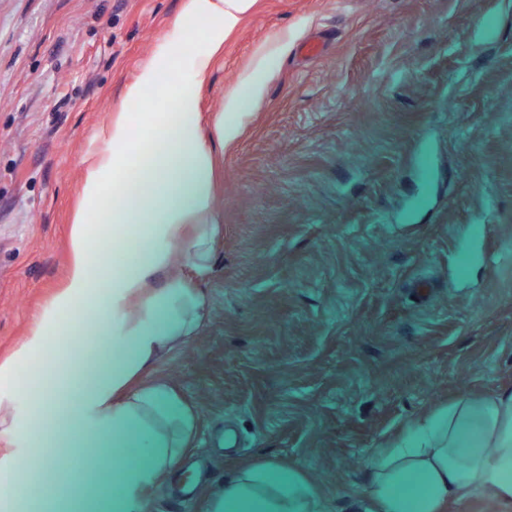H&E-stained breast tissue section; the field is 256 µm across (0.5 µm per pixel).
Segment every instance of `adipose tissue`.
Instances as JSON below:
<instances>
[{"label":"adipose tissue","mask_w":512,"mask_h":512,"mask_svg":"<svg viewBox=\"0 0 512 512\" xmlns=\"http://www.w3.org/2000/svg\"><path fill=\"white\" fill-rule=\"evenodd\" d=\"M253 0H184L185 45L206 47L173 81L160 51L128 86L138 116L117 112L93 134L80 159L81 202L68 234L64 279L26 336L0 357V512H31V475L58 483L59 455L82 479L50 499V512H146L149 496L178 470L197 415L157 366L190 344L208 314L196 279L209 276L220 231L214 197L215 149L234 140L243 105L258 101L259 73L242 77L239 96L203 124L197 99L212 60ZM122 250L128 259L112 260ZM181 255L195 275L173 264ZM69 318L86 340L57 347ZM55 352L43 389L16 383L30 364ZM363 512H446L474 495L512 503V392L474 400L410 425L396 447L372 453ZM112 476L104 487L101 474Z\"/></svg>","instance_id":"obj_1"}]
</instances>
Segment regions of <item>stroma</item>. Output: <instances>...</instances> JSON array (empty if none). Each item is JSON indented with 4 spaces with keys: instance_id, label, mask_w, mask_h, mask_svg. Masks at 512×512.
<instances>
[{
    "instance_id": "stroma-1",
    "label": "stroma",
    "mask_w": 512,
    "mask_h": 512,
    "mask_svg": "<svg viewBox=\"0 0 512 512\" xmlns=\"http://www.w3.org/2000/svg\"><path fill=\"white\" fill-rule=\"evenodd\" d=\"M182 6L0 0L1 355L65 273L94 129L162 46L181 73L204 50ZM264 57L220 157L210 314L155 370L197 436L147 512H208L250 462L354 512L376 449L512 390V0H254L200 112Z\"/></svg>"
}]
</instances>
